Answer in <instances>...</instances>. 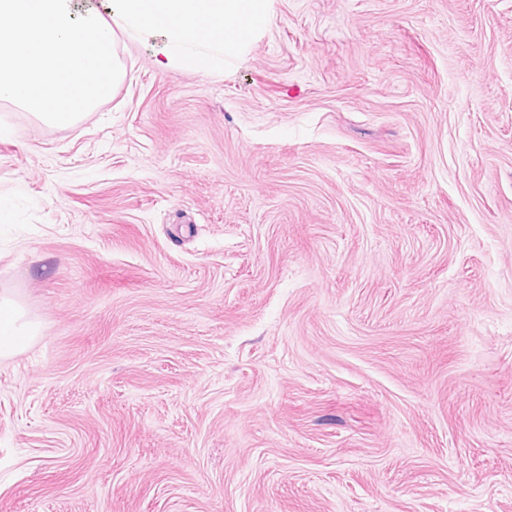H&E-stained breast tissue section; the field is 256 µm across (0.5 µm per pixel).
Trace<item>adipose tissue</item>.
I'll list each match as a JSON object with an SVG mask.
<instances>
[{"instance_id": "ef3b65f1", "label": "adipose tissue", "mask_w": 512, "mask_h": 512, "mask_svg": "<svg viewBox=\"0 0 512 512\" xmlns=\"http://www.w3.org/2000/svg\"><path fill=\"white\" fill-rule=\"evenodd\" d=\"M266 0H0V99L58 128L74 125L123 80L115 33L157 40L156 63L207 73L263 20ZM41 325L0 295V359Z\"/></svg>"}]
</instances>
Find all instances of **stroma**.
<instances>
[{"label":"stroma","mask_w":512,"mask_h":512,"mask_svg":"<svg viewBox=\"0 0 512 512\" xmlns=\"http://www.w3.org/2000/svg\"><path fill=\"white\" fill-rule=\"evenodd\" d=\"M0 100V512H512V0H267ZM40 333V323L17 299L0 295V359L20 353Z\"/></svg>","instance_id":"35a3bbf8"}]
</instances>
